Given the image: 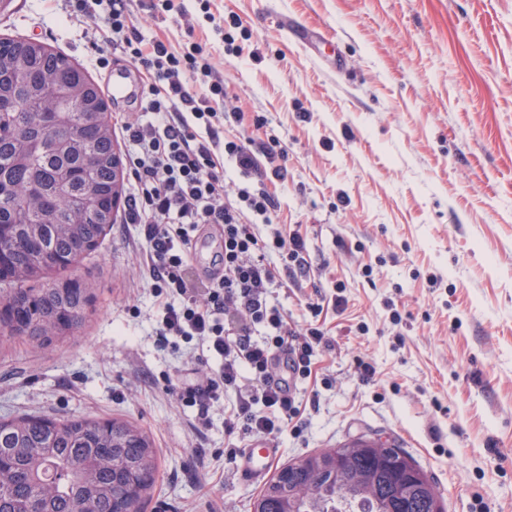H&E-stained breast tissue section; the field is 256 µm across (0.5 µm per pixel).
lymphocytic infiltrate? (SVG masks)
I'll list each match as a JSON object with an SVG mask.
<instances>
[{"label": "lymphocytic infiltrate", "mask_w": 512, "mask_h": 512, "mask_svg": "<svg viewBox=\"0 0 512 512\" xmlns=\"http://www.w3.org/2000/svg\"><path fill=\"white\" fill-rule=\"evenodd\" d=\"M80 15L98 21L97 32L113 51L138 65L145 77L142 111L158 123H123L132 148L133 189L125 202V221L144 244L140 266L157 301L155 343L178 350L198 341L220 361L199 381H166L167 391L196 408L195 429L208 427L209 410L228 394L236 399L224 412V434L240 441L260 437L276 441L284 429L302 433L305 405L274 375L277 355L298 380L316 372V356L329 341L313 319L323 307L307 299L312 320L291 321L273 304L269 292L277 271L267 260L278 252L287 272L309 274L306 239L300 229H275L259 238L254 217L273 224L278 204L266 192H251L248 182L264 173L260 156L282 154L279 141L253 151L250 139L226 135L228 94L211 67H199L200 43L174 50L156 38L144 41L134 25L136 11L158 17L180 12L176 0H73ZM233 160L240 179L224 178L225 160ZM215 224L224 234L223 271L197 282L189 275L192 241L200 225ZM264 337H256L257 326Z\"/></svg>", "instance_id": "lymphocytic-infiltrate-1"}]
</instances>
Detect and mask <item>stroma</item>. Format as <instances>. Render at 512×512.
I'll return each instance as SVG.
<instances>
[{"mask_svg": "<svg viewBox=\"0 0 512 512\" xmlns=\"http://www.w3.org/2000/svg\"><path fill=\"white\" fill-rule=\"evenodd\" d=\"M183 5L182 17H138V30L179 50L203 43L246 115L233 132L279 138L287 180L252 187L277 199L275 225H300L323 298L331 346L296 387L317 402L301 438L280 435L282 462L379 437L435 480L446 512H512V0ZM94 29L68 0L0 12V36L48 43L101 87L123 76L129 94L108 98L110 115L138 116L141 70L97 50ZM138 248L119 216L83 259L93 302L78 338L0 339V417L127 419L160 460L145 512H254L260 489L227 456L223 405L198 431L195 409L161 385L195 363L154 343Z\"/></svg>", "mask_w": 512, "mask_h": 512, "instance_id": "1", "label": "stroma"}]
</instances>
